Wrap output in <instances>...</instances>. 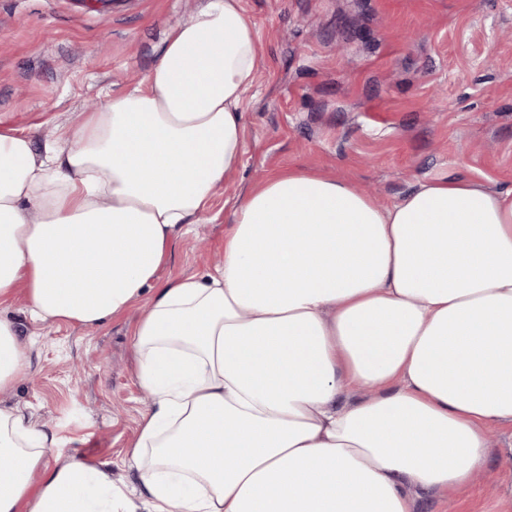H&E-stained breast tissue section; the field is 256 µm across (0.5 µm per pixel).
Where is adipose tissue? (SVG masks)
Segmentation results:
<instances>
[{
	"mask_svg": "<svg viewBox=\"0 0 512 512\" xmlns=\"http://www.w3.org/2000/svg\"><path fill=\"white\" fill-rule=\"evenodd\" d=\"M259 35L241 0L174 26L141 86L54 143L0 130V306L132 330L153 402L131 463L67 457L0 408V512H414L512 426V188L420 182L382 206L297 168L237 204L215 270L161 280L245 152ZM27 364L0 316V391Z\"/></svg>",
	"mask_w": 512,
	"mask_h": 512,
	"instance_id": "obj_1",
	"label": "adipose tissue"
}]
</instances>
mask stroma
<instances>
[{
	"instance_id": "35a3bbf8",
	"label": "stroma",
	"mask_w": 512,
	"mask_h": 512,
	"mask_svg": "<svg viewBox=\"0 0 512 512\" xmlns=\"http://www.w3.org/2000/svg\"><path fill=\"white\" fill-rule=\"evenodd\" d=\"M208 0H0V127L52 142L73 113L149 72L170 29ZM260 38L244 107L245 153L202 224L179 236L165 279L213 269L238 197L299 166L336 174L379 201L430 179L512 187V0H242ZM29 365L0 404L54 430L67 455L128 465L149 399L135 375L131 309L98 328L6 311ZM416 512H512V430L466 488Z\"/></svg>"
}]
</instances>
